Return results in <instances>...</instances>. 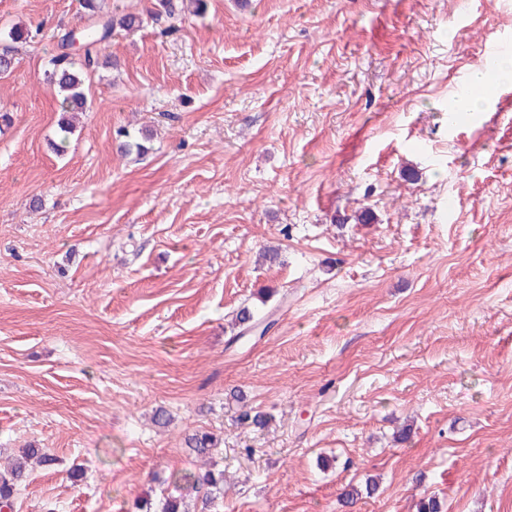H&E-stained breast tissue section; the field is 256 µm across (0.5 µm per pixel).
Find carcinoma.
Wrapping results in <instances>:
<instances>
[{
  "instance_id": "cac0c4a2",
  "label": "carcinoma",
  "mask_w": 512,
  "mask_h": 512,
  "mask_svg": "<svg viewBox=\"0 0 512 512\" xmlns=\"http://www.w3.org/2000/svg\"><path fill=\"white\" fill-rule=\"evenodd\" d=\"M83 6L89 13L91 22L81 30L84 42L83 57L76 58L67 51L68 38H63L59 51L49 60L47 79L57 86L62 95L61 110L63 113L75 114L87 111V95L83 88L84 71L92 69L97 64V57L93 49L95 45L105 40L116 27L131 30L143 24V18L139 14L126 13L119 17L98 15L97 0H83ZM31 37V32L25 26H12L8 30L0 31V75L10 71L13 64L12 45L22 43ZM268 315L260 313L249 307H242L236 314L237 324L249 330L263 326L268 330ZM213 436L206 432H198L187 439V445L191 454L200 459L205 458L212 447ZM27 473L24 464L20 463L4 475H0V509H10L13 506V498L17 487L25 480ZM176 484L192 488L197 493H202L199 498L201 507L197 512H207V507L224 492V473L213 470L186 471L173 475Z\"/></svg>"
}]
</instances>
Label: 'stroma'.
Returning <instances> with one entry per match:
<instances>
[{
	"label": "stroma",
	"instance_id": "35a3bbf8",
	"mask_svg": "<svg viewBox=\"0 0 512 512\" xmlns=\"http://www.w3.org/2000/svg\"><path fill=\"white\" fill-rule=\"evenodd\" d=\"M99 5L144 22L97 45L58 154L44 72L85 11L0 0L32 31L0 78V473L55 458L14 512L192 498L198 431L211 512H512V82L448 121L512 0ZM245 305L273 329L240 336ZM175 484L184 485L187 488L195 489V492L200 493L202 489L206 491L201 498H197L201 502V507L195 504L194 510L185 508L183 497H166L160 503L157 512H207V507L212 501L217 498V495L224 494V473L222 471L215 472L213 470L202 471H186L173 475ZM197 509V510H196Z\"/></svg>",
	"mask_w": 512,
	"mask_h": 512
}]
</instances>
